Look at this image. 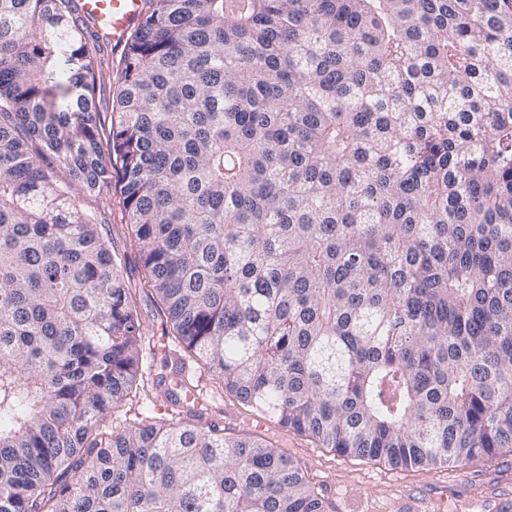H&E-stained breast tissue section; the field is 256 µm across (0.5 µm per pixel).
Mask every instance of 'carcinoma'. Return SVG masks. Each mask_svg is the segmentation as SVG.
Masks as SVG:
<instances>
[{"label":"carcinoma","mask_w":512,"mask_h":512,"mask_svg":"<svg viewBox=\"0 0 512 512\" xmlns=\"http://www.w3.org/2000/svg\"><path fill=\"white\" fill-rule=\"evenodd\" d=\"M0 0V512H328L265 440L107 429L141 325L113 188L184 352L342 455L512 452V0ZM81 12L93 17L98 29L112 33V46L121 47L140 13L142 0H79ZM105 55H109L110 61L112 58V69L109 73L97 84V91L95 95V102L98 111L100 112L101 122L105 121V126H110L111 117V103L112 96L117 90V61L120 58L121 49L102 47ZM112 49V52H111Z\"/></svg>","instance_id":"carcinoma-1"}]
</instances>
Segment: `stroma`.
I'll return each instance as SVG.
<instances>
[{
	"mask_svg": "<svg viewBox=\"0 0 512 512\" xmlns=\"http://www.w3.org/2000/svg\"><path fill=\"white\" fill-rule=\"evenodd\" d=\"M101 220L110 247L126 257L124 278L131 286L142 329L139 372L157 380L176 371L199 376L202 367L184 358L178 340L149 291L147 272L138 255L132 230L127 224L118 195L106 193L87 200ZM210 395L208 420L225 431L250 434L267 440L274 449L300 464L311 486L323 497L331 512H349L360 501L370 512H396L403 492L425 491L432 497L447 495V512H464V503L483 495L485 512H494L499 500L512 499V453H506L466 469L464 475L439 469H395L388 465L339 455L312 437L298 433L246 411L216 381L206 383Z\"/></svg>",
	"mask_w": 512,
	"mask_h": 512,
	"instance_id": "35a3bbf8",
	"label": "stroma"
}]
</instances>
